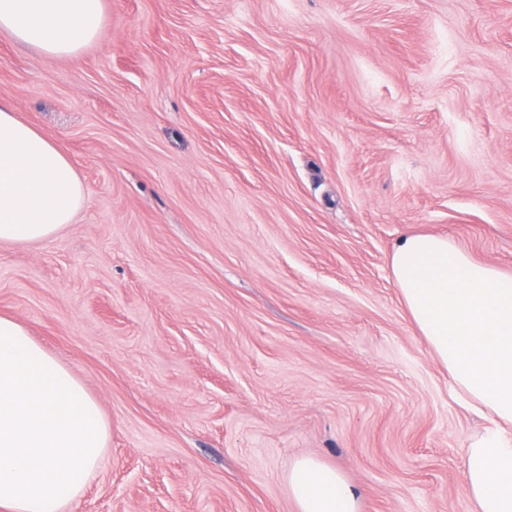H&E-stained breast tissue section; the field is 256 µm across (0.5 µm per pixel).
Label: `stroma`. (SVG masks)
<instances>
[{
	"instance_id": "35a3bbf8",
	"label": "stroma",
	"mask_w": 512,
	"mask_h": 512,
	"mask_svg": "<svg viewBox=\"0 0 512 512\" xmlns=\"http://www.w3.org/2000/svg\"><path fill=\"white\" fill-rule=\"evenodd\" d=\"M51 58L0 33V101L84 187L0 246V314L108 424L72 512H295L311 456L360 512H474L458 400L394 244L512 273V0H103Z\"/></svg>"
}]
</instances>
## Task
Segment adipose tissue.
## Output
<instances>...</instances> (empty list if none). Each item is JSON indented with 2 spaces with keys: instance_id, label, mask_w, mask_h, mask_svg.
I'll return each instance as SVG.
<instances>
[{
  "instance_id": "1",
  "label": "adipose tissue",
  "mask_w": 512,
  "mask_h": 512,
  "mask_svg": "<svg viewBox=\"0 0 512 512\" xmlns=\"http://www.w3.org/2000/svg\"><path fill=\"white\" fill-rule=\"evenodd\" d=\"M102 22L103 0H0V32L46 56L78 54ZM83 202L67 155L0 103V245L49 240ZM391 270L458 391L494 417L463 459L476 512H512V274L430 234L401 238ZM108 438L82 381L21 323L0 315V512H70ZM286 483L297 512H359L345 475L315 458L295 460Z\"/></svg>"
}]
</instances>
